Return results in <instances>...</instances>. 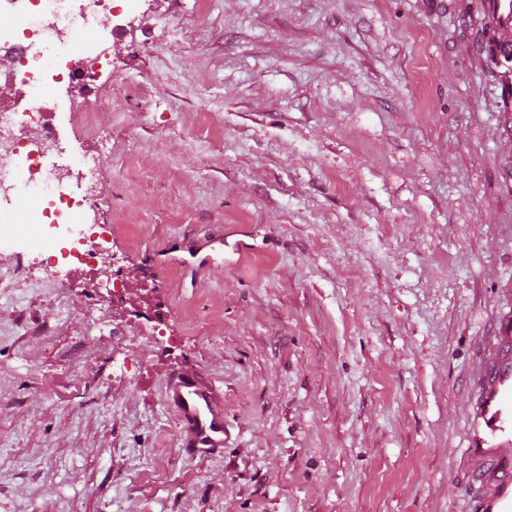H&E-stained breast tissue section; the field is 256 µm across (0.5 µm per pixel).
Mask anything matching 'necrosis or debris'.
<instances>
[{"mask_svg":"<svg viewBox=\"0 0 512 512\" xmlns=\"http://www.w3.org/2000/svg\"><path fill=\"white\" fill-rule=\"evenodd\" d=\"M133 0H80L70 8L67 0H0V14L16 19L0 28V84L15 90V104L0 106V194L8 184L21 182L39 197V206L26 210L0 209V242L18 238L22 224H50L77 237L66 259L71 269L91 265L105 239L85 221L88 207L104 173L92 157L82 159L86 185L72 193L73 176L67 164L44 172L43 160L64 154L57 126V109L50 91L54 85L74 88L85 99L107 93L100 73L112 65L103 47L105 34H88L92 20Z\"/></svg>","mask_w":512,"mask_h":512,"instance_id":"4bbe7bcc","label":"necrosis or debris"}]
</instances>
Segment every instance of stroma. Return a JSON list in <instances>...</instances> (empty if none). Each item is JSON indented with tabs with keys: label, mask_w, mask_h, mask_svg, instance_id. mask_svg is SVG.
Wrapping results in <instances>:
<instances>
[{
	"label": "stroma",
	"mask_w": 512,
	"mask_h": 512,
	"mask_svg": "<svg viewBox=\"0 0 512 512\" xmlns=\"http://www.w3.org/2000/svg\"><path fill=\"white\" fill-rule=\"evenodd\" d=\"M141 3L98 20L126 30L111 96L59 92L62 137L112 176L88 221L124 304L0 246V512H476L512 93L471 0ZM179 374L222 404L223 448L182 453Z\"/></svg>",
	"instance_id": "35a3bbf8"
}]
</instances>
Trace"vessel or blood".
Masks as SVG:
<instances>
[{
  "instance_id": "obj_1",
  "label": "vessel or blood",
  "mask_w": 512,
  "mask_h": 512,
  "mask_svg": "<svg viewBox=\"0 0 512 512\" xmlns=\"http://www.w3.org/2000/svg\"><path fill=\"white\" fill-rule=\"evenodd\" d=\"M500 348L477 380V393L470 412L469 454L474 474L484 487L480 512H512V320L502 319ZM189 433L188 451L224 444V420L212 398L197 378L182 377L169 388Z\"/></svg>"
}]
</instances>
